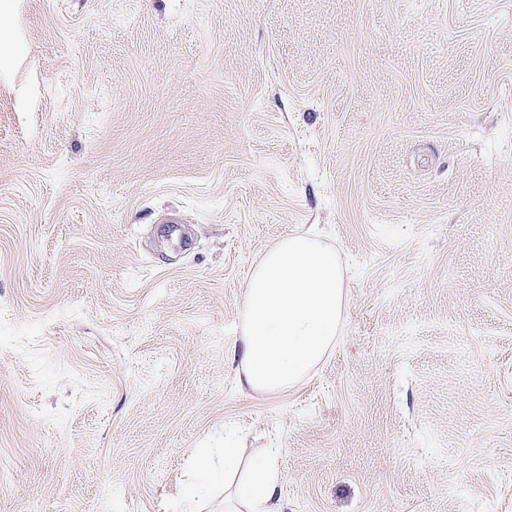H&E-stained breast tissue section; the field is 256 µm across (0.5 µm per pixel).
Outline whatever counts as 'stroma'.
<instances>
[{
    "label": "stroma",
    "instance_id": "35a3bbf8",
    "mask_svg": "<svg viewBox=\"0 0 512 512\" xmlns=\"http://www.w3.org/2000/svg\"><path fill=\"white\" fill-rule=\"evenodd\" d=\"M313 225L336 346L241 390ZM229 427L283 512H512V0H0V512H177ZM349 288L336 250L307 230L286 236L254 263L234 346L239 387L264 395L294 389L332 352Z\"/></svg>",
    "mask_w": 512,
    "mask_h": 512
}]
</instances>
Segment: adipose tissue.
<instances>
[{"mask_svg":"<svg viewBox=\"0 0 512 512\" xmlns=\"http://www.w3.org/2000/svg\"><path fill=\"white\" fill-rule=\"evenodd\" d=\"M349 289L334 248L311 230L286 236L254 263L234 353L241 389L276 395L294 389L332 352ZM189 496L224 491V512H281V469L274 453L244 456L225 442L221 456L191 461Z\"/></svg>","mask_w":512,"mask_h":512,"instance_id":"1","label":"adipose tissue"}]
</instances>
